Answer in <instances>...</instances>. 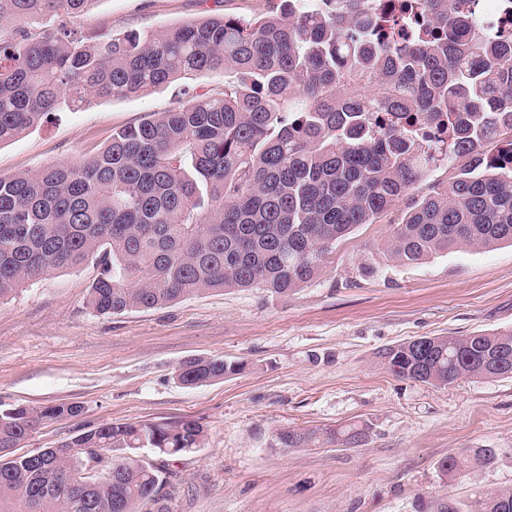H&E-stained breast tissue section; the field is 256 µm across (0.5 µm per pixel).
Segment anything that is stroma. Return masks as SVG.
<instances>
[{"label": "stroma", "instance_id": "obj_1", "mask_svg": "<svg viewBox=\"0 0 512 512\" xmlns=\"http://www.w3.org/2000/svg\"><path fill=\"white\" fill-rule=\"evenodd\" d=\"M265 0H94L87 34L163 30L214 14L263 11ZM173 87L98 100L44 118L0 144V175L93 154L115 129L161 112ZM388 221L337 242L331 261L285 298L227 288L151 310L101 316L86 305L93 265L54 272L0 301V409L77 403L81 415L42 421L19 452L52 448L111 422L187 418L204 448L156 463L173 512H417L445 499L512 488V378L447 387L400 379L383 348L421 336L512 330V245L458 248L401 266L384 247ZM364 263L376 272L366 277ZM191 356L241 360L245 370L201 387L178 383ZM366 423L356 448H271L275 429ZM492 465L450 479L443 460L476 449Z\"/></svg>", "mask_w": 512, "mask_h": 512}]
</instances>
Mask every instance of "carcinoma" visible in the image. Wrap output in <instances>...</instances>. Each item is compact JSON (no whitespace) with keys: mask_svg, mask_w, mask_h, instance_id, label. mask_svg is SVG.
<instances>
[{"mask_svg":"<svg viewBox=\"0 0 512 512\" xmlns=\"http://www.w3.org/2000/svg\"><path fill=\"white\" fill-rule=\"evenodd\" d=\"M92 0H0V144L65 106L177 86L173 106L112 133L96 154L0 176V300L88 262L86 305L100 315L154 309L226 288L285 298L323 270L336 242L393 213L433 168L445 183L402 210L387 255L400 265L512 243V9L495 0H267L162 31L73 25ZM222 73L206 90L182 82ZM379 351L394 376L433 386L512 377V332L432 336ZM245 364L194 356L178 382L199 387ZM77 403L0 410V448ZM367 424L284 426L271 447L356 448ZM197 421L102 424L46 457L0 472V512H172L153 497L143 453L205 447ZM104 454L107 491L81 506L59 477L81 478L86 449ZM489 465L491 448L441 462L445 476ZM468 512H512V489Z\"/></svg>","mask_w":512,"mask_h":512,"instance_id":"cac0c4a2","label":"carcinoma"}]
</instances>
